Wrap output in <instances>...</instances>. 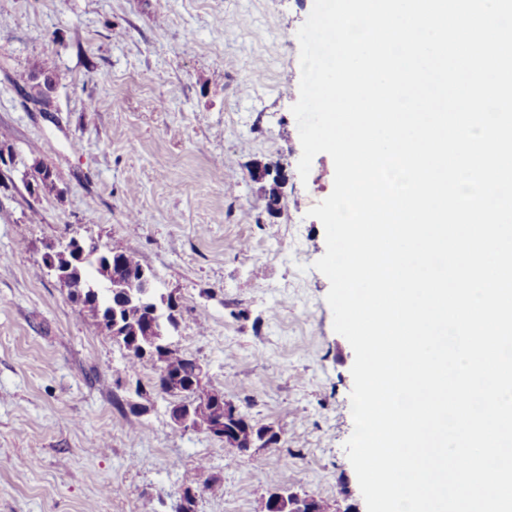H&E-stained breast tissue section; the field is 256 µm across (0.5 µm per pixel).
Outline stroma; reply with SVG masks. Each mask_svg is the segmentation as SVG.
<instances>
[{"mask_svg":"<svg viewBox=\"0 0 512 512\" xmlns=\"http://www.w3.org/2000/svg\"><path fill=\"white\" fill-rule=\"evenodd\" d=\"M314 0H0V512H263L279 489L366 512L344 444L354 352L333 329L326 250L291 111ZM56 66L44 110L29 63ZM286 167L279 215L254 162ZM52 189L33 188L35 166ZM91 236L178 301L169 341L280 440L250 454L173 428L153 362L128 353L42 267Z\"/></svg>","mask_w":512,"mask_h":512,"instance_id":"obj_1","label":"stroma"}]
</instances>
